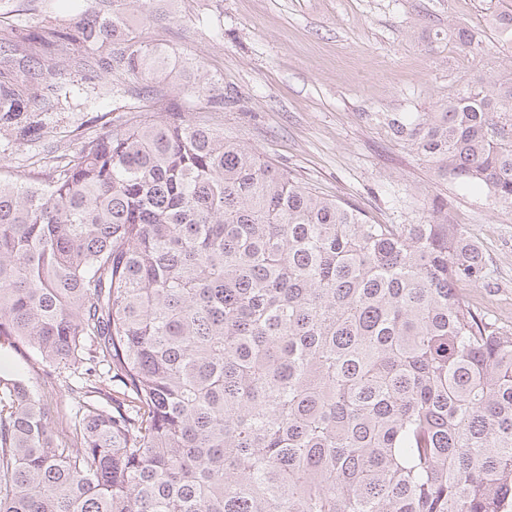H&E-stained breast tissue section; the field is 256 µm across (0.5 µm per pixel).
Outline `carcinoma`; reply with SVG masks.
<instances>
[{
  "label": "carcinoma",
  "instance_id": "1",
  "mask_svg": "<svg viewBox=\"0 0 512 512\" xmlns=\"http://www.w3.org/2000/svg\"><path fill=\"white\" fill-rule=\"evenodd\" d=\"M146 4L0 23L19 141L73 72L148 82L51 181L0 178V348L43 381L0 377V512H512V329L464 294L482 249L442 205L371 224L182 119L133 24ZM182 90L224 110L203 78ZM382 121L512 212V65Z\"/></svg>",
  "mask_w": 512,
  "mask_h": 512
}]
</instances>
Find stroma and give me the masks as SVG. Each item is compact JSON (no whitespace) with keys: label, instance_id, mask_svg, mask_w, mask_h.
Wrapping results in <instances>:
<instances>
[{"label":"stroma","instance_id":"1","mask_svg":"<svg viewBox=\"0 0 512 512\" xmlns=\"http://www.w3.org/2000/svg\"><path fill=\"white\" fill-rule=\"evenodd\" d=\"M82 0H0V20L36 30L78 13ZM167 21H139L164 47L169 99L186 120L223 130L323 196L373 224H425L447 204L482 248L483 284L466 295L478 313L512 327V212L484 195L437 180L377 112H429L468 78L512 60L492 19L512 0H165ZM466 25L487 47L469 56L448 39ZM223 94V111L180 94L195 76ZM119 75H75L56 110L39 113L45 134L19 142L0 130V166L48 174L89 138L112 130Z\"/></svg>","mask_w":512,"mask_h":512}]
</instances>
